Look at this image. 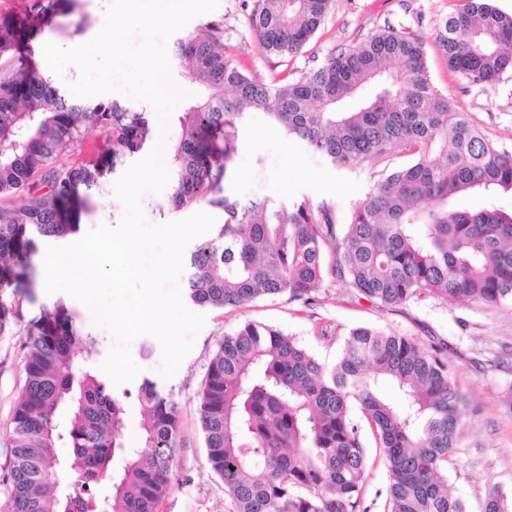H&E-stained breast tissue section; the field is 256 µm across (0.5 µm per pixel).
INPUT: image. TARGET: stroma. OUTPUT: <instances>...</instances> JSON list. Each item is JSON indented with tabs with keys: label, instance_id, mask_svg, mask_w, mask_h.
I'll return each mask as SVG.
<instances>
[{
	"label": "stroma",
	"instance_id": "35a3bbf8",
	"mask_svg": "<svg viewBox=\"0 0 512 512\" xmlns=\"http://www.w3.org/2000/svg\"><path fill=\"white\" fill-rule=\"evenodd\" d=\"M110 0H79L75 12L54 18L43 41L63 48L87 42L101 29ZM460 0H331L324 23L295 55L265 54L247 22L242 0H219L218 7L195 17V24L224 25V50L258 78L269 81L301 74L331 54L346 50L367 35L391 25L419 37L426 51L434 85L488 138L512 146V74L492 88L463 84L449 72L433 39L438 25ZM402 155L390 162L376 159L348 171L329 165L303 142L287 139L262 112L247 113L240 125L239 144L228 183L242 200L271 197L284 203L310 199L335 206L338 223H345L353 202L364 197L385 165L405 164ZM115 177H107L80 219L81 231L120 221L123 206L114 192ZM205 322L190 353L175 374L161 373V346L150 335L136 338L131 353L141 378L173 390L179 402V449L175 477L158 512H226L223 482L211 471L199 424L197 394L209 359L221 338L241 324L254 321L280 329L320 361L335 363L350 330L370 326L394 332L427 348L444 345L454 383L465 396L467 414L462 436L448 466V489L480 512L491 489L512 498V399L504 392L512 382V302L485 306L448 304L428 296L384 307L357 295L341 281H325L313 303L281 295L243 308L207 309ZM17 336H0V512H13L11 468L12 415L24 383V353ZM363 439L371 453L363 485L367 512H385L388 477L374 453L370 429Z\"/></svg>",
	"mask_w": 512,
	"mask_h": 512
}]
</instances>
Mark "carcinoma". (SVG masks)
<instances>
[{"label": "carcinoma", "mask_w": 512, "mask_h": 512, "mask_svg": "<svg viewBox=\"0 0 512 512\" xmlns=\"http://www.w3.org/2000/svg\"><path fill=\"white\" fill-rule=\"evenodd\" d=\"M330 0H254L249 26L269 55L299 53ZM78 0H28L0 11V335L23 337L25 382L12 424L14 512H97L107 484L111 512H157L172 485L179 421L172 393L138 387L142 441L125 448L123 398L80 366L98 337L57 300L39 302L42 238L79 230L102 180L153 143L147 113L114 100L66 95L19 54L38 21ZM224 28L198 26L175 41L177 77L197 88L175 120L169 210L204 204L223 213L186 256L187 296L202 308H241L282 294L312 302L326 278L382 306L434 296L448 304L512 301V148L487 138L432 83L423 42L387 26L296 78L266 83L224 53ZM434 43L469 86L491 88L512 72V14L491 0H462ZM248 110L338 169L402 154L349 221L303 199L241 201L226 194ZM96 129L94 159L84 151ZM480 193L485 205H462ZM39 305L26 317L22 303ZM391 382L399 401L380 385ZM463 398L443 348L357 327L329 365L271 326L248 321L217 343L199 395L207 462L224 483L228 512H360L371 430L388 473L387 512H464L448 493V463L463 425ZM65 438V462L51 452ZM74 478L61 487V472ZM482 512H512L497 490Z\"/></svg>", "instance_id": "1"}]
</instances>
